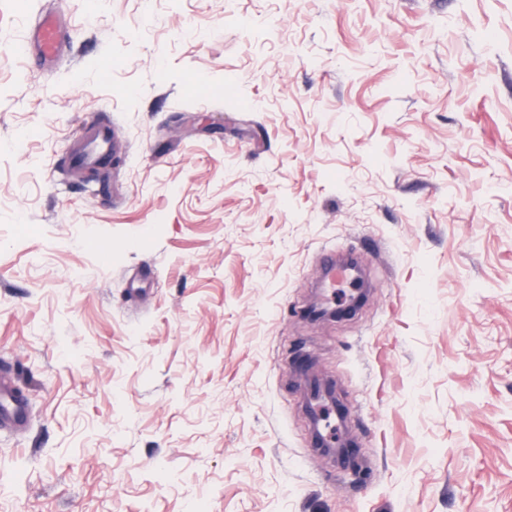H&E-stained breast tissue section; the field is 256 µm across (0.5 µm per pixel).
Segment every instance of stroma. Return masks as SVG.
Masks as SVG:
<instances>
[{
  "instance_id": "1",
  "label": "stroma",
  "mask_w": 512,
  "mask_h": 512,
  "mask_svg": "<svg viewBox=\"0 0 512 512\" xmlns=\"http://www.w3.org/2000/svg\"><path fill=\"white\" fill-rule=\"evenodd\" d=\"M2 362L0 512H512V0H0ZM65 37L66 30L62 24L52 16H44L30 35L14 47V52L26 60H32L33 65L28 69L37 72L57 58ZM113 132L108 123L90 126L82 140L73 149L72 168L76 171L102 167L112 151ZM27 418V398L19 387L15 369L0 367V429L20 427Z\"/></svg>"
}]
</instances>
